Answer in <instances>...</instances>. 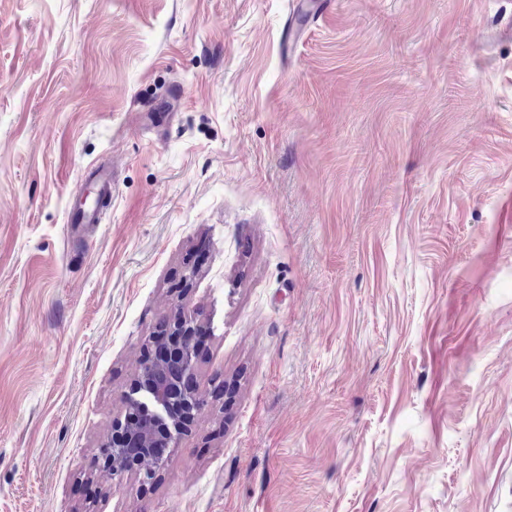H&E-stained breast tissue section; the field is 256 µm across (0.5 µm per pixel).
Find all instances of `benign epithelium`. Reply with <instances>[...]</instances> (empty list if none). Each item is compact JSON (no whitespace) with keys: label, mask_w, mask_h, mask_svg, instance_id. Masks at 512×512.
I'll list each match as a JSON object with an SVG mask.
<instances>
[{"label":"benign epithelium","mask_w":512,"mask_h":512,"mask_svg":"<svg viewBox=\"0 0 512 512\" xmlns=\"http://www.w3.org/2000/svg\"><path fill=\"white\" fill-rule=\"evenodd\" d=\"M165 338L171 355L159 365L144 361L137 377L122 395L124 419L112 424V440L102 451V468L113 477L134 472L145 481L154 479L165 462L159 448H175L189 426L207 404L196 386L197 348L203 339L197 320L175 304L173 320L165 324ZM141 413L149 423L125 428L126 419Z\"/></svg>","instance_id":"7a95c632"}]
</instances>
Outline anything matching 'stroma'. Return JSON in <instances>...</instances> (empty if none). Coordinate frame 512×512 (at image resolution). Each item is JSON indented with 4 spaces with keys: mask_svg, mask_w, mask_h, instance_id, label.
<instances>
[{
    "mask_svg": "<svg viewBox=\"0 0 512 512\" xmlns=\"http://www.w3.org/2000/svg\"><path fill=\"white\" fill-rule=\"evenodd\" d=\"M291 25L0 0V512H512V0ZM189 264L208 405L89 471ZM88 175L96 182L97 190L104 200H112L115 191L112 172L103 164L96 163L88 170Z\"/></svg>",
    "mask_w": 512,
    "mask_h": 512,
    "instance_id": "35a3bbf8",
    "label": "stroma"
}]
</instances>
